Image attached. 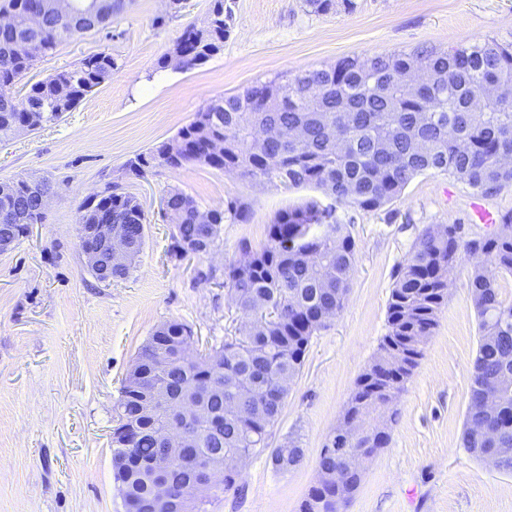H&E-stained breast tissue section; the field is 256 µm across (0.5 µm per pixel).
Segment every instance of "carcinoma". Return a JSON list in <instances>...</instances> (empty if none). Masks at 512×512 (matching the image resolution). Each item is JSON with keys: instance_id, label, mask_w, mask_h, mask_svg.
Returning a JSON list of instances; mask_svg holds the SVG:
<instances>
[{"instance_id": "1", "label": "carcinoma", "mask_w": 512, "mask_h": 512, "mask_svg": "<svg viewBox=\"0 0 512 512\" xmlns=\"http://www.w3.org/2000/svg\"><path fill=\"white\" fill-rule=\"evenodd\" d=\"M40 5L42 0H8L7 11L18 26L0 30V85L16 82L66 39L112 21L82 17L61 23L47 14L42 28L29 32L22 27L24 19ZM231 20L224 0H214L207 27L185 30L160 67H168L178 54L187 69L204 63L223 49ZM18 38L33 44L22 57L9 55ZM115 67L112 56L95 54L31 84L15 103H0V142L11 140L20 123L35 132L73 111L112 77ZM413 67L425 69L430 78L421 86L405 87L398 73ZM504 84L512 85V42L496 39L447 51L421 48L344 57L329 69L258 82L209 105L174 138L129 159L126 168L137 176L157 166L236 169L244 178L275 186H313L364 211L384 207L414 177L426 173L452 176L489 196L512 186V166L500 161L512 154V94L489 96ZM60 85L68 87L67 94H57ZM252 122L276 127L277 136L251 142ZM215 138L223 140L224 151L209 157L205 149ZM18 206L33 207L22 180L0 197V216ZM164 207L172 224V253L179 257L188 255V246L216 248L223 225L250 218L248 204L231 200L224 209L211 211L212 222L202 226L196 221L198 202L180 188L167 191ZM101 208L112 214V223L127 225L132 256H138L146 221L138 198L110 182L80 204L76 223H94ZM462 250L473 259L469 285L480 333L463 447L479 460L493 458L499 470L512 471V303L499 294L500 281L512 276V213L501 215L494 233L481 241H462L455 225L443 233L429 227L421 234L396 271L387 332L375 358L357 377L344 411L367 419L380 408L396 422L392 406L425 355L448 297L445 273L455 268ZM243 252L247 259L229 265L226 285L232 304L252 322L249 334L228 338L207 352L201 366L164 364L162 356L176 355L179 337L193 335L189 325L170 321L154 330L137 356L154 377L155 395L171 407L203 404L206 429L193 434L200 458L226 461L265 448L287 396L283 382L299 374L311 338L325 327L323 317L333 319L343 310L355 267V241L347 226L336 220L333 209L315 202L282 211L270 225L266 244ZM190 381L197 390L181 391V383ZM493 394L498 402L489 414L485 402ZM143 399L144 394L122 384L112 464L122 468L132 512H158L149 464L164 456L165 443L156 414L141 412ZM389 441L387 432L369 446L355 430L337 445L325 444L318 467L326 481L309 489L300 512H336V505L361 484L348 466V455L373 457ZM272 453L292 468L303 449L290 440ZM161 476L177 496L193 478L182 465L165 468Z\"/></svg>"}]
</instances>
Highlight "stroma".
<instances>
[{
  "mask_svg": "<svg viewBox=\"0 0 512 512\" xmlns=\"http://www.w3.org/2000/svg\"><path fill=\"white\" fill-rule=\"evenodd\" d=\"M234 14L223 50L189 70L160 68L187 26L204 27L213 0H124L107 27L75 36L40 59L31 81L106 53L111 78L76 109L35 133L0 143V180L45 179L54 187L46 220L0 254V512H126L112 473L113 408L139 351L161 323L191 326L200 347L220 346L244 320L224 285L242 247L258 250L284 209L334 206L356 242L343 311L311 339L268 446L250 457L244 493L222 495L211 512H299L318 477L321 449L360 373L387 331L394 273L423 230L457 224L463 239L491 232L470 207L472 188L447 175H420L377 211L312 186L259 184L205 165L126 162L172 139L208 104L260 81L327 69L346 56L445 50L495 38L512 41V0H354L353 9L309 12L304 0H228ZM122 184L146 216L145 245L131 275L95 281L78 250L77 207L106 183ZM177 187L201 209L249 204L251 219L225 225L213 255L170 253L161 199ZM469 257L452 272L448 300L425 356L399 396L390 443L371 461L344 512H512V471L462 446L479 330ZM297 440L288 471L271 451Z\"/></svg>",
  "mask_w": 512,
  "mask_h": 512,
  "instance_id": "35a3bbf8",
  "label": "stroma"
}]
</instances>
